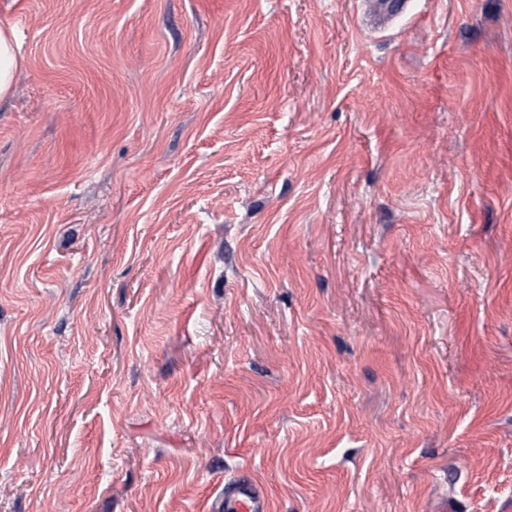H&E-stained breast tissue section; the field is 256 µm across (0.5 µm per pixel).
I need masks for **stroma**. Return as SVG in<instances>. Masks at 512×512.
Here are the masks:
<instances>
[{
	"mask_svg": "<svg viewBox=\"0 0 512 512\" xmlns=\"http://www.w3.org/2000/svg\"><path fill=\"white\" fill-rule=\"evenodd\" d=\"M0 0V512L512 493V0ZM17 47L14 27L0 25V100L11 94L15 72L22 62ZM264 489L250 475L224 483L225 512H268Z\"/></svg>",
	"mask_w": 512,
	"mask_h": 512,
	"instance_id": "1",
	"label": "stroma"
}]
</instances>
